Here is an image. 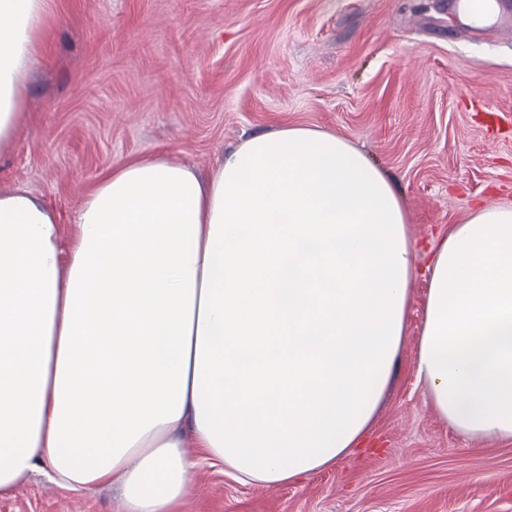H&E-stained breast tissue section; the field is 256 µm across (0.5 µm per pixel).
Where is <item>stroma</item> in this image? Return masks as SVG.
<instances>
[{
	"instance_id": "1",
	"label": "stroma",
	"mask_w": 512,
	"mask_h": 512,
	"mask_svg": "<svg viewBox=\"0 0 512 512\" xmlns=\"http://www.w3.org/2000/svg\"><path fill=\"white\" fill-rule=\"evenodd\" d=\"M0 190L61 219L113 164L165 153L208 173L246 136L334 132L397 184L421 250L481 202L512 201V39L454 0H52ZM428 282L363 443L278 487L192 471L182 512H512V442L468 441L427 406L413 371ZM0 512H118L116 493L39 472Z\"/></svg>"
}]
</instances>
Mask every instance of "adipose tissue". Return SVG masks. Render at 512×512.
I'll list each match as a JSON object with an SVG mask.
<instances>
[{"mask_svg":"<svg viewBox=\"0 0 512 512\" xmlns=\"http://www.w3.org/2000/svg\"><path fill=\"white\" fill-rule=\"evenodd\" d=\"M49 9L0 0V153ZM408 224L366 153L304 126L243 140L206 181L162 154L113 165L65 224L0 191V493L46 469L175 512L202 458L269 487L336 463L406 333ZM429 271L425 400L466 439L512 441V202L449 225Z\"/></svg>","mask_w":512,"mask_h":512,"instance_id":"obj_1","label":"adipose tissue"}]
</instances>
